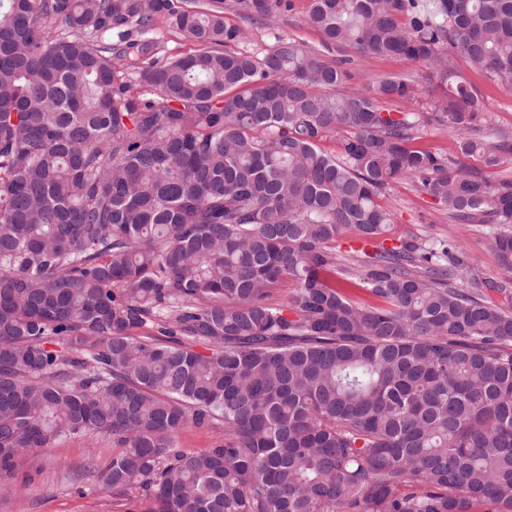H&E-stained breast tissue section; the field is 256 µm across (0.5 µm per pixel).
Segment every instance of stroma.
<instances>
[{
	"label": "stroma",
	"instance_id": "obj_1",
	"mask_svg": "<svg viewBox=\"0 0 512 512\" xmlns=\"http://www.w3.org/2000/svg\"><path fill=\"white\" fill-rule=\"evenodd\" d=\"M309 6L310 0H292L291 9L281 13L273 28L251 23L232 12L227 13L226 22L245 32L244 40L236 45L240 51L262 52L282 35L297 37L319 50L323 44L318 32L303 23ZM329 55L346 59V88L362 90L375 78L399 76L406 80L411 97L393 102V109L434 111V100L427 91L429 72L423 64L400 56L361 58L349 48L330 50ZM457 71L461 80L484 99L490 122L512 128V91L491 82L465 59H458ZM379 203L394 219L390 238L414 235L431 241L446 240L459 246L481 280L503 279L485 225L448 221L435 210L431 198L419 194L407 180L393 183L380 196ZM118 452L111 436L75 435L53 448L24 453L16 459L14 468V483L19 492L8 498L0 497V512H143L148 502L140 490L132 489L117 497L101 488L99 475Z\"/></svg>",
	"mask_w": 512,
	"mask_h": 512
}]
</instances>
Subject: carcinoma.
<instances>
[{"label": "carcinoma", "instance_id": "obj_1", "mask_svg": "<svg viewBox=\"0 0 512 512\" xmlns=\"http://www.w3.org/2000/svg\"><path fill=\"white\" fill-rule=\"evenodd\" d=\"M291 7L0 0V493L24 452L107 433L126 450L103 488L147 512H512V283L445 241L385 245L377 202L412 181L491 225L512 272V180L491 176L512 130L455 75L512 90V0H311L326 47L428 65L431 113L385 108L398 76L337 91L342 60L295 37L227 49L225 11ZM158 19L198 50L159 62ZM425 125L477 166L414 147ZM191 425L224 442L177 447Z\"/></svg>", "mask_w": 512, "mask_h": 512}]
</instances>
